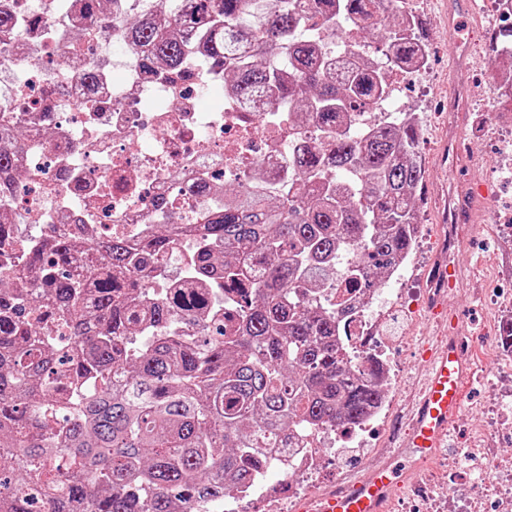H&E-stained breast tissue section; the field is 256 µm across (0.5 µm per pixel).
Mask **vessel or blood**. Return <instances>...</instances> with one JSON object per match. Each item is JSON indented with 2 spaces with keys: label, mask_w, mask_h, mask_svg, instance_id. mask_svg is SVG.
<instances>
[{
  "label": "vessel or blood",
  "mask_w": 512,
  "mask_h": 512,
  "mask_svg": "<svg viewBox=\"0 0 512 512\" xmlns=\"http://www.w3.org/2000/svg\"><path fill=\"white\" fill-rule=\"evenodd\" d=\"M460 332L458 323L449 322L448 343L430 357L429 377L412 420L408 446L424 462L447 447L449 430L464 410L463 390L475 374L457 342ZM404 478L400 461L392 460L345 489L310 500L306 508L308 512H389L390 490Z\"/></svg>",
  "instance_id": "vessel-or-blood-1"
}]
</instances>
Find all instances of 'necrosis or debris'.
Returning a JSON list of instances; mask_svg holds the SVG:
<instances>
[{
    "instance_id": "obj_1",
    "label": "necrosis or debris",
    "mask_w": 512,
    "mask_h": 512,
    "mask_svg": "<svg viewBox=\"0 0 512 512\" xmlns=\"http://www.w3.org/2000/svg\"><path fill=\"white\" fill-rule=\"evenodd\" d=\"M20 19L38 58L28 64L0 56V88L19 100L14 122L27 137L18 184L26 195L21 240L42 239L58 224H82L98 235L134 234L145 225L176 224L153 287L173 289L187 278L194 238L186 228L200 206L191 195L201 181L233 180L258 168L272 181L289 172L299 146L317 141L316 121L298 128L288 119L262 125L249 107L236 102L210 111L207 101L224 88L209 65H178L162 73L142 69L127 50L111 18L84 19L78 0L56 12L53 0H0ZM77 54L80 66L66 63ZM392 305L387 292L356 305V329L345 346L354 361L374 357L389 387L403 368L367 340L383 331ZM378 407L359 424L319 426L299 435L291 447L266 453L268 467L280 471L275 484L259 479L236 494L224 512H250L262 500L269 512H288L293 499L312 491L342 448L365 447L384 418ZM459 460L477 469L474 484L498 494L512 508V466L503 467L485 448H461Z\"/></svg>"
}]
</instances>
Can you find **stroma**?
<instances>
[{
    "instance_id": "1",
    "label": "stroma",
    "mask_w": 512,
    "mask_h": 512,
    "mask_svg": "<svg viewBox=\"0 0 512 512\" xmlns=\"http://www.w3.org/2000/svg\"><path fill=\"white\" fill-rule=\"evenodd\" d=\"M423 21V35L430 59L428 75L433 90L421 114L418 153L422 158L423 184L417 211L423 221L420 245L413 249L414 270L401 283L385 281V288L400 300L383 325L384 342L392 357L404 367L399 387L388 391L389 417L372 432L367 448H347L324 480L325 489L346 485L363 476L369 467L392 455L406 461L409 473L391 492V512H440L446 507L448 487H469L467 467L453 464L457 449L470 443L497 449L512 463V430L493 424L492 398L512 389V359L499 345L501 302L512 301V240L495 216H512V180L496 172L502 151L512 142V114L493 112L486 121L478 111L489 109L495 96L489 67L493 53L490 39L502 21L484 0H474L470 11L452 18L448 0H414ZM472 86L473 110L448 129V102L460 83ZM475 193L469 218L475 230L465 250L459 252L456 287H445L447 266L443 251L442 219L449 192ZM459 317L481 379L466 387V410L448 439L446 448L427 465H417L406 449L410 417L425 378L426 347L448 337L446 316Z\"/></svg>"
}]
</instances>
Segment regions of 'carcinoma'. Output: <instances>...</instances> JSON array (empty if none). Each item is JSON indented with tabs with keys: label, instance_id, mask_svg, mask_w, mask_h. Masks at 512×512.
<instances>
[{
	"label": "carcinoma",
	"instance_id": "1",
	"mask_svg": "<svg viewBox=\"0 0 512 512\" xmlns=\"http://www.w3.org/2000/svg\"><path fill=\"white\" fill-rule=\"evenodd\" d=\"M389 0H81L86 18L113 6L124 45L153 71L205 44L224 92L265 97L297 125L316 116L318 147L290 157L299 185L245 174L224 202L183 230L151 224L136 237L67 229L12 249L9 178L25 150L0 123V508L4 512H187L259 474L261 449L287 448L307 426L355 424L383 401L379 365L356 369L340 343L352 307L323 305L320 281L353 260L345 292H369L413 250L422 185L418 127L350 136L376 121L382 62L340 77L327 64L347 22L388 44L394 62L424 58L421 21ZM27 24L0 11V53L34 60ZM502 69L497 104L512 112V25L491 37ZM197 237L180 293L213 305L177 308L149 286L170 236ZM223 304L224 325L211 318ZM198 335L182 336L179 327ZM68 332L70 344L56 340ZM153 336L139 344L143 332Z\"/></svg>",
	"mask_w": 512,
	"mask_h": 512
}]
</instances>
